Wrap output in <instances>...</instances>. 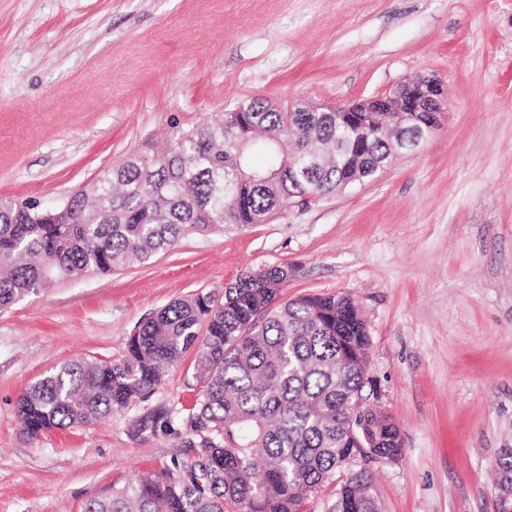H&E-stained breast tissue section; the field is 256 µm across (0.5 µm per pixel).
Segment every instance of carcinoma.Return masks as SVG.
I'll return each mask as SVG.
<instances>
[{"label":"carcinoma","mask_w":512,"mask_h":512,"mask_svg":"<svg viewBox=\"0 0 512 512\" xmlns=\"http://www.w3.org/2000/svg\"><path fill=\"white\" fill-rule=\"evenodd\" d=\"M281 111L245 99L219 124L173 127L98 173L60 207L0 201V311L52 281L149 264L189 233L241 230L377 176L375 157L415 122L399 112ZM294 173L288 174V162ZM288 266L239 275L210 294L176 300L147 318L112 361L66 363L20 396L28 438L87 424L144 399L164 369L196 352L198 401L180 414L200 439L195 459L131 480L85 512H303L306 496L355 455H401L391 416L365 403L370 337L347 295L279 301ZM498 501L512 504V448L496 458ZM332 512H381L370 474H352Z\"/></svg>","instance_id":"1"}]
</instances>
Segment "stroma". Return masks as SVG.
Listing matches in <instances>:
<instances>
[{
	"label": "stroma",
	"instance_id": "1",
	"mask_svg": "<svg viewBox=\"0 0 512 512\" xmlns=\"http://www.w3.org/2000/svg\"><path fill=\"white\" fill-rule=\"evenodd\" d=\"M419 76L443 90L440 124L374 180L0 312V512H83L193 459L198 439L160 414L198 398L194 352L148 399L34 441L18 400L63 363L121 357L159 308L283 265V298L361 307L365 394L403 439L396 460L350 459L305 512L362 469L383 512H494L512 448V0H0V199L60 204L244 99L336 106ZM497 485L499 490L498 506L502 501L512 504V448L500 449L496 458Z\"/></svg>",
	"mask_w": 512,
	"mask_h": 512
}]
</instances>
